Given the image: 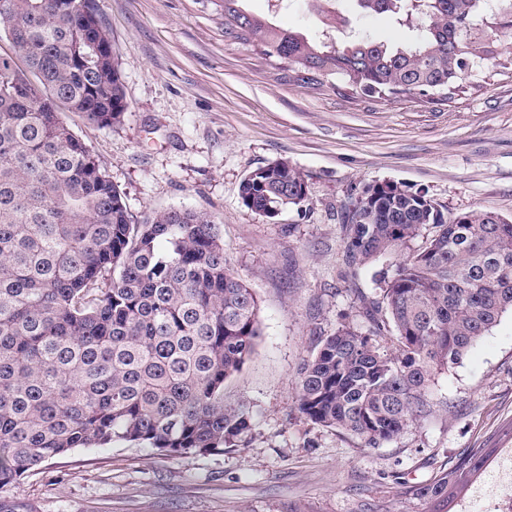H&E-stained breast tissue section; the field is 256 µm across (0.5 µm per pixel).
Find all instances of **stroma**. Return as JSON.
Masks as SVG:
<instances>
[{
    "label": "stroma",
    "instance_id": "stroma-1",
    "mask_svg": "<svg viewBox=\"0 0 512 512\" xmlns=\"http://www.w3.org/2000/svg\"><path fill=\"white\" fill-rule=\"evenodd\" d=\"M125 85L120 124L64 121L140 220L184 207L219 222L230 268L254 290L261 334L224 400L249 404L247 447L160 455L117 441L49 460L0 489L18 512H427L400 489L429 483L471 448H512V312L462 360L433 370L429 414L379 448L306 420L297 370L339 322L368 331L359 299L379 297L390 254L349 265L344 223L364 187L425 190L445 214L512 217V66L490 64L442 100L364 95L336 80L310 88L288 65L224 32V0H98ZM313 40L411 31L357 0H332L346 26L325 30L311 0H242ZM285 159L307 176L302 208L269 219L247 208L243 177Z\"/></svg>",
    "mask_w": 512,
    "mask_h": 512
}]
</instances>
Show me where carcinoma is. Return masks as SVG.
I'll list each match as a JSON object with an SVG mask.
<instances>
[{"mask_svg":"<svg viewBox=\"0 0 512 512\" xmlns=\"http://www.w3.org/2000/svg\"><path fill=\"white\" fill-rule=\"evenodd\" d=\"M224 0L225 34L260 42L306 87L336 76L363 93H453L499 61L512 0H360L417 32L406 47H339L282 31ZM0 488L76 448L128 441L205 455L249 443L245 404L224 403L260 336L258 300L224 258L219 224L192 209L135 222L121 191L62 120L102 127L127 111L97 0H0ZM244 204L274 218L306 201L285 159L247 174ZM347 216L350 262L408 250L377 280L389 318L342 322L298 372V411L366 448L429 412L436 368L457 364L512 311V220L448 217L428 194L368 185ZM432 228V234L424 231ZM390 334L391 348L377 339ZM490 448H473L417 499L449 504Z\"/></svg>","mask_w":512,"mask_h":512,"instance_id":"carcinoma-1","label":"carcinoma"}]
</instances>
